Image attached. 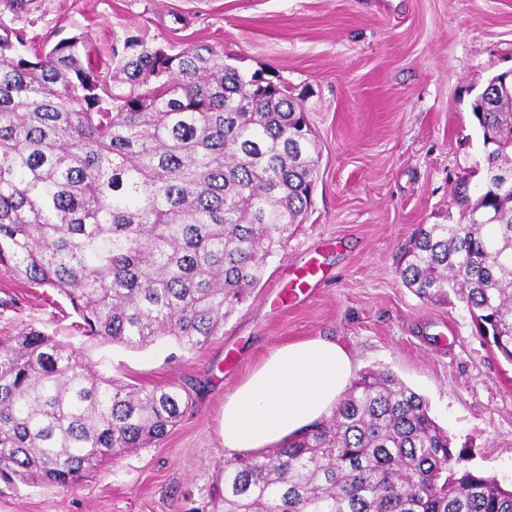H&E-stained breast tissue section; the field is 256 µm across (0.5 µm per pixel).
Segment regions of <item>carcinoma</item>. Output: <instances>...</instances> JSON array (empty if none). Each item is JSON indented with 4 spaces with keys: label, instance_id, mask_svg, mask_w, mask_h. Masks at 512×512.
Masks as SVG:
<instances>
[{
    "label": "carcinoma",
    "instance_id": "cac0c4a2",
    "mask_svg": "<svg viewBox=\"0 0 512 512\" xmlns=\"http://www.w3.org/2000/svg\"><path fill=\"white\" fill-rule=\"evenodd\" d=\"M0 36V263L65 298L88 342L206 346L303 223L316 136L286 86L208 46L137 37L112 50L111 104L81 36L29 59ZM475 100L485 152L466 224H422L400 276L456 295L512 362V96ZM183 387H135L85 346L27 325L0 336V481L68 488L162 440ZM428 401L389 372L353 381L332 417L224 462L211 509L512 512V490L455 463Z\"/></svg>",
    "mask_w": 512,
    "mask_h": 512
}]
</instances>
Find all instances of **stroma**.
I'll list each match as a JSON object with an SVG mask.
<instances>
[{"mask_svg":"<svg viewBox=\"0 0 512 512\" xmlns=\"http://www.w3.org/2000/svg\"><path fill=\"white\" fill-rule=\"evenodd\" d=\"M25 53L84 35L104 67L126 39L207 44L241 71L285 84L320 152L312 203L284 252L225 321L185 354L165 341L89 345L98 369L137 386L175 383L191 408L159 445L122 453L67 489L0 484V512H187L204 506L228 454L224 396L278 345L347 347L357 372L388 371L423 395L462 467L512 487V363L477 335L457 297L402 281L419 225L464 224L483 179L474 99L512 70V0H0V35ZM320 263L307 295L280 305L294 268ZM53 289L0 265V333L33 324L81 344Z\"/></svg>","mask_w":512,"mask_h":512,"instance_id":"stroma-1","label":"stroma"}]
</instances>
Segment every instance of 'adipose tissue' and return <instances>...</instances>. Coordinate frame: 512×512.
<instances>
[{"label":"adipose tissue","mask_w":512,"mask_h":512,"mask_svg":"<svg viewBox=\"0 0 512 512\" xmlns=\"http://www.w3.org/2000/svg\"><path fill=\"white\" fill-rule=\"evenodd\" d=\"M352 372L350 353L330 339L310 338L276 348L225 395V450L279 447L332 411Z\"/></svg>","instance_id":"ef3b65f1"}]
</instances>
